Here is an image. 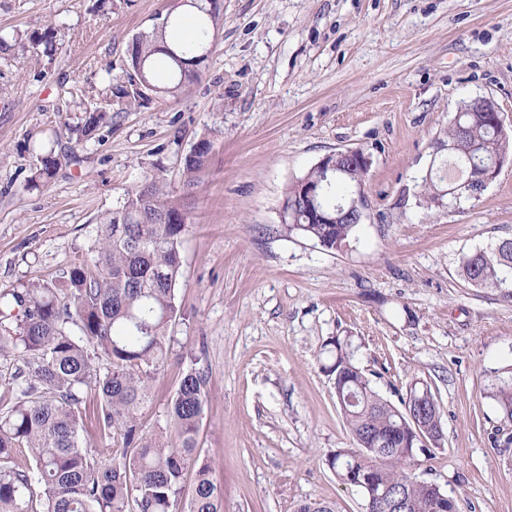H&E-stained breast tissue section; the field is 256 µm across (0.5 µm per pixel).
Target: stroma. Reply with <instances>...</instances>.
I'll return each instance as SVG.
<instances>
[{
	"label": "stroma",
	"instance_id": "stroma-1",
	"mask_svg": "<svg viewBox=\"0 0 512 512\" xmlns=\"http://www.w3.org/2000/svg\"><path fill=\"white\" fill-rule=\"evenodd\" d=\"M0 0V30L51 26L53 55H0V292L50 280L88 255L98 224L145 174L180 181L203 137L212 158L190 207L168 364L140 416L161 432L185 346L208 374L198 448L224 512H294L305 500L365 512L327 464L354 441L326 372L325 345L351 342L394 406L430 385L443 445L420 479L460 512H512V422L489 393L512 363V296L477 288L463 257L512 239V163L480 200L427 207L421 183L462 102L494 101L512 130V0H223L224 25L199 81L126 112L115 90L132 37L162 0ZM113 66L112 82L102 69ZM112 106L90 139L70 124ZM58 133L61 165L28 188V144ZM369 155L368 207L337 250L289 232L290 184L327 154Z\"/></svg>",
	"mask_w": 512,
	"mask_h": 512
}]
</instances>
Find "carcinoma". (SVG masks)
Instances as JSON below:
<instances>
[{"label":"carcinoma","instance_id":"cac0c4a2","mask_svg":"<svg viewBox=\"0 0 512 512\" xmlns=\"http://www.w3.org/2000/svg\"><path fill=\"white\" fill-rule=\"evenodd\" d=\"M197 11L199 37L172 45L159 42L182 11ZM153 31L132 38L125 61L128 85L120 89L127 109L155 95L177 98L197 81L216 32L224 25L223 0H167ZM53 50L51 28L0 34V51ZM167 83H153L158 65ZM109 108L93 105L69 128L87 138L111 120ZM448 155L423 183V201L465 181L504 148L490 117L455 115L447 132ZM213 150L197 142L184 156L179 190L153 173L124 191L122 204L97 228L90 254L52 280L33 281L0 294V512H224L211 462L201 457L197 437L207 397L208 377L196 356L181 374L167 410L163 434L145 432L140 412L151 401L157 376L168 360L171 326L179 315L176 290L183 237L192 224L184 200L200 187V174ZM58 168L55 149L36 152L29 185H45ZM366 175L354 170L323 186L320 206L335 212L336 199L357 190ZM288 232L333 250L348 241L355 224H319L301 207L286 216ZM464 280L480 288H512V239L462 259ZM329 372L351 400L341 407L354 441L383 450L375 468L377 485L401 489L413 512H433L437 490L414 473L415 460L401 451L410 433L401 429L404 412L382 398L345 347L328 343ZM99 434L112 440L100 448L82 446L80 430L90 391ZM490 397L512 419V365L495 371ZM421 402L424 424H441L431 387L417 381L405 405ZM195 471L191 488L185 474Z\"/></svg>","mask_w":512,"mask_h":512}]
</instances>
